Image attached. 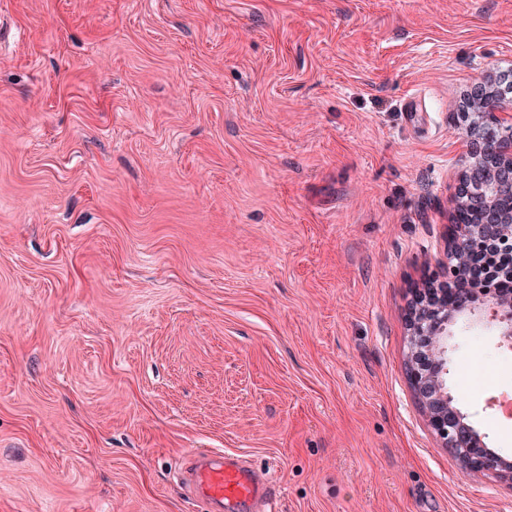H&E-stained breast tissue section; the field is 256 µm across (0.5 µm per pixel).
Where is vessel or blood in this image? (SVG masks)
Segmentation results:
<instances>
[{
	"mask_svg": "<svg viewBox=\"0 0 512 512\" xmlns=\"http://www.w3.org/2000/svg\"><path fill=\"white\" fill-rule=\"evenodd\" d=\"M182 475L188 493L205 503L209 512H237L241 507L261 512L277 494L267 473L234 453H189Z\"/></svg>",
	"mask_w": 512,
	"mask_h": 512,
	"instance_id": "1",
	"label": "vessel or blood"
}]
</instances>
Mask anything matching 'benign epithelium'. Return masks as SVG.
Returning a JSON list of instances; mask_svg holds the SVG:
<instances>
[{
    "instance_id": "obj_1",
    "label": "benign epithelium",
    "mask_w": 512,
    "mask_h": 512,
    "mask_svg": "<svg viewBox=\"0 0 512 512\" xmlns=\"http://www.w3.org/2000/svg\"><path fill=\"white\" fill-rule=\"evenodd\" d=\"M483 80L478 91L466 94L461 132L466 140L469 165L451 198L453 211L468 209L484 215L477 225H455L448 246V277L463 282L473 272L474 249L512 256V209L500 207L502 197H512V99ZM416 296L409 317L407 370L432 429L467 468L512 480V460L489 448L487 434L475 427L448 391L451 337L454 326L488 314L499 336L512 342V297H478L470 292L453 305L447 296L434 307Z\"/></svg>"
}]
</instances>
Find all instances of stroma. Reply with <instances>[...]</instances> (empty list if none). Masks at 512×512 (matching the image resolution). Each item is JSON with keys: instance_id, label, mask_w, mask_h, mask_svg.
I'll list each match as a JSON object with an SVG mask.
<instances>
[{"instance_id": "obj_1", "label": "stroma", "mask_w": 512, "mask_h": 512, "mask_svg": "<svg viewBox=\"0 0 512 512\" xmlns=\"http://www.w3.org/2000/svg\"><path fill=\"white\" fill-rule=\"evenodd\" d=\"M511 71L512 0H0V512H204L194 449L275 512H512L405 367ZM448 388L512 457V348ZM182 475L188 493L205 503L208 511L239 507L267 511L277 494L267 473L234 453L190 452L184 459Z\"/></svg>"}]
</instances>
